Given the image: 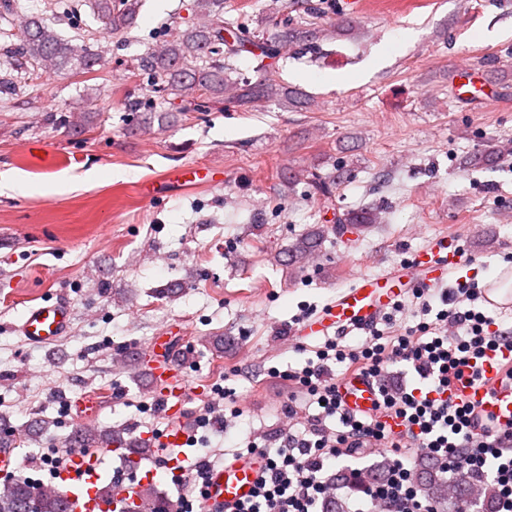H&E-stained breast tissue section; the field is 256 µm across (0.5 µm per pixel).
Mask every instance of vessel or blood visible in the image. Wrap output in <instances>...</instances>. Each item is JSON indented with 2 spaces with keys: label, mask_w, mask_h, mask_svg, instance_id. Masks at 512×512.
<instances>
[{
  "label": "vessel or blood",
  "mask_w": 512,
  "mask_h": 512,
  "mask_svg": "<svg viewBox=\"0 0 512 512\" xmlns=\"http://www.w3.org/2000/svg\"><path fill=\"white\" fill-rule=\"evenodd\" d=\"M461 263L448 238H440L428 250L414 255L400 269L381 275L359 276L351 285L338 292L323 311L306 320L298 330L302 336H316L336 331L339 333L368 328L375 324L389 304L410 288H426L447 281ZM71 310L63 301L42 302L30 307L23 314L19 331L34 344L56 342L69 328ZM133 357L146 368L159 392L156 402L171 418L167 435L158 440V454L146 467L143 479L119 482L112 490L102 486L104 471L101 458L88 452L72 454L71 461L56 478L54 486L63 512H124L136 502L146 482L152 481L159 469L173 466V448L192 430L183 417V406L188 387L177 364L171 359L161 339L145 348H134ZM512 363V350L502 349L488 353L482 363L486 385L467 388L463 397L479 404L491 414L500 428L512 426V390L500 388L499 369L502 363ZM343 406L360 414L372 410L377 399V386L362 375H348L338 385ZM267 468L262 456H244L224 466L209 469L205 478V506L208 512H233L234 507L248 500Z\"/></svg>",
  "instance_id": "b4317fda"
}]
</instances>
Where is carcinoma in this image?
<instances>
[{"label": "carcinoma", "instance_id": "1", "mask_svg": "<svg viewBox=\"0 0 512 512\" xmlns=\"http://www.w3.org/2000/svg\"><path fill=\"white\" fill-rule=\"evenodd\" d=\"M142 0H93L96 18L113 31L120 32L131 27L139 14ZM194 11L204 23L177 30L170 34L165 45L159 50L146 53L138 59L137 72L150 77L155 92L162 98L180 100V112H197L224 102V90L231 86L237 100L244 106L256 107L270 100L282 101L295 106L302 103V94L291 90L272 79L252 83L244 78H230V60L250 47L260 50L255 55L259 61L274 60L283 48L291 43L308 38L307 32L286 30L269 38L250 43L234 35V22L224 20V0H193ZM18 43L15 55L24 64L37 66L48 74L69 73L90 74L100 62L99 54L87 46H76L62 38L52 27L39 17L24 18L18 24ZM512 154V147L506 148L490 143L483 152L464 160L467 167L495 165L502 156ZM338 176L330 172L310 173V185L322 206L332 204ZM377 215L370 212L348 211L337 216L332 230L340 231L352 224H374ZM325 237V230L316 228L298 239L288 249V264H300L314 251ZM126 430L114 428L104 433L79 430L72 433L70 442L76 448L121 447L130 454L143 456L151 452L146 442L127 440ZM412 480L430 500L448 499L444 484L436 472L435 465L428 459L419 462L412 473ZM0 512H62L57 496L38 491L30 480H15L0 490ZM130 512H160L156 493L150 487L140 494V502Z\"/></svg>", "mask_w": 512, "mask_h": 512}]
</instances>
